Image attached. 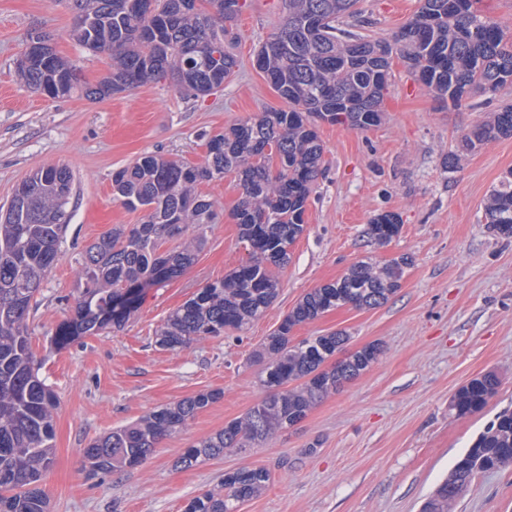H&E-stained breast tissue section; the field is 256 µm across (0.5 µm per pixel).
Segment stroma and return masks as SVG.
I'll return each instance as SVG.
<instances>
[{
  "label": "stroma",
  "mask_w": 512,
  "mask_h": 512,
  "mask_svg": "<svg viewBox=\"0 0 512 512\" xmlns=\"http://www.w3.org/2000/svg\"><path fill=\"white\" fill-rule=\"evenodd\" d=\"M418 6V0H360L361 32L391 38ZM284 12L283 0H247L228 25L238 65L208 95L178 91L163 79L96 102L77 95L53 99L17 77V60L35 29L54 34L56 51L77 64L83 81L96 83L109 71L108 56L70 39L73 12L66 0H0V205L41 167L64 165L74 177L62 256L29 317L39 374L61 399L55 459L41 481L50 512H183L226 471L246 465L266 468L271 480L240 512H420L478 434L512 406V239L495 236L482 218L486 198L512 169V136L465 154L457 168L443 165L468 127L512 104V86L475 94L456 108L435 99L399 60L382 124L366 131L318 125L324 173L309 200L306 230L279 273V295L258 320L178 352L154 342L174 309L245 255L230 217L240 188L228 175L198 187L215 201L219 219L190 267L148 288L123 328L64 349L53 344L78 295L79 253L112 227L142 219L114 199L113 172L154 152L203 164L211 136L242 118L284 108L254 64ZM381 212L402 220L399 236L384 247L367 235ZM402 254L412 264L387 303L339 307L293 333L299 341L343 330L350 352L380 344L371 368L250 453L229 451L177 467L186 448L264 395L252 355L306 292L364 257L384 262ZM489 371L501 385L487 407L463 418L449 414L457 389ZM211 390L221 398L162 440L143 464L113 474L84 468L81 450L95 438ZM455 512H512V465L478 475Z\"/></svg>",
  "instance_id": "35a3bbf8"
}]
</instances>
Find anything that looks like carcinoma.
<instances>
[{
	"label": "carcinoma",
	"instance_id": "obj_1",
	"mask_svg": "<svg viewBox=\"0 0 512 512\" xmlns=\"http://www.w3.org/2000/svg\"><path fill=\"white\" fill-rule=\"evenodd\" d=\"M75 14L72 37L84 49L112 58L96 84L81 82L76 64L60 56L51 34L38 55L24 54L17 74L30 89L51 98L76 93L100 101L168 78L196 96L220 87L237 60L223 48L226 23L246 0H69ZM283 23L259 46L258 70L288 103L241 119L209 138L204 164L191 166L160 153H146L112 174L114 198L144 212L139 224L118 225L80 252L82 282L68 319L54 343L76 340L126 324L143 291L180 273L206 242L216 223L214 203L197 191L205 181L233 174L241 197L233 220L243 259L223 278L206 284L173 310L156 331L163 350H183L204 337L240 331L276 300L278 272L291 261L290 247L306 230L304 215L323 173L324 146L317 122L367 130L383 121L382 102L393 58L406 62L435 97L461 107L478 92L512 84V38L473 10L472 0H419V7L391 38H371L352 28L364 24L358 0H284ZM512 136V106L476 122L461 137L466 151ZM73 176L65 166L41 168L16 189L0 214V512H48L39 487L54 461L55 391L39 376L28 318L42 285L61 257L71 213ZM492 232L512 238V170L483 206ZM401 231L392 212L375 215L367 235L380 246ZM411 258L380 265L360 260L339 279L306 293L266 338L256 354L263 365V396L242 419L186 449L178 463L190 468L224 454L244 453L299 421L324 397L375 363L381 347L368 344L330 362L350 336L342 330L292 343L296 327L346 305L375 308L401 288ZM293 387H288V384ZM499 385L489 372L461 386L449 404L458 417L480 412ZM220 396L199 393L117 427L82 450L92 472H121L142 464L165 438L180 432ZM512 465V410L499 412L456 462L422 512H451L475 475ZM270 481L262 467L224 473L217 490L189 499L184 512H238Z\"/></svg>",
	"mask_w": 512,
	"mask_h": 512
}]
</instances>
